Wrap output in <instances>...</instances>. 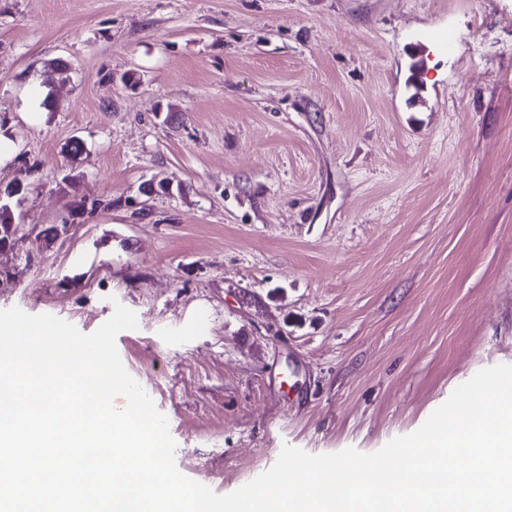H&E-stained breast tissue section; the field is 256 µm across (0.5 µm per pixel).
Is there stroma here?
I'll use <instances>...</instances> for the list:
<instances>
[{"label":"stroma","mask_w":512,"mask_h":512,"mask_svg":"<svg viewBox=\"0 0 512 512\" xmlns=\"http://www.w3.org/2000/svg\"><path fill=\"white\" fill-rule=\"evenodd\" d=\"M0 136V310H133L217 494L512 364V0H0Z\"/></svg>","instance_id":"obj_1"}]
</instances>
